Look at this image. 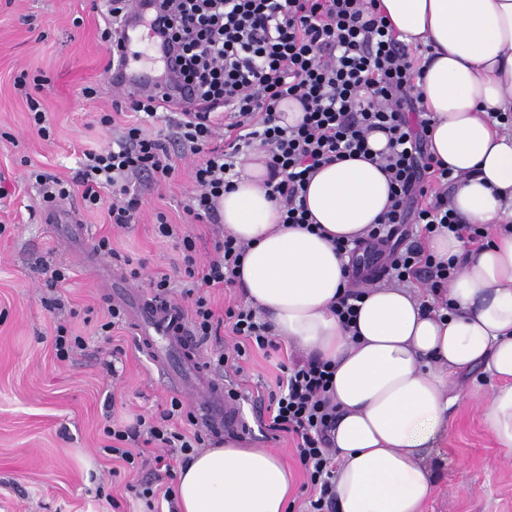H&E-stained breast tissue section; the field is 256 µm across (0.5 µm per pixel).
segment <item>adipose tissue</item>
Here are the masks:
<instances>
[{
    "label": "adipose tissue",
    "mask_w": 512,
    "mask_h": 512,
    "mask_svg": "<svg viewBox=\"0 0 512 512\" xmlns=\"http://www.w3.org/2000/svg\"><path fill=\"white\" fill-rule=\"evenodd\" d=\"M401 41L432 46L415 86L435 124L432 155L460 174L449 193L466 223L492 227L491 241L468 252L444 230L426 242L439 259L460 261L449 282L447 314L411 288L378 285L359 303L354 330L334 308L346 279L330 239H355L389 203L384 172L364 159L321 167L305 206L328 232L284 227L255 151L225 192L226 232L248 243L242 287L281 339L331 362L336 403V512H422L433 487L428 448L456 400L451 376L476 367L498 383L482 406L494 441L512 448V134L489 113H512V0H377ZM290 478L279 454L232 440L197 451L180 468L178 512H287Z\"/></svg>",
    "instance_id": "adipose-tissue-1"
}]
</instances>
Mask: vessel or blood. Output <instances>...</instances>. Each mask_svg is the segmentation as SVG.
I'll return each instance as SVG.
<instances>
[{
    "instance_id": "vessel-or-blood-1",
    "label": "vessel or blood",
    "mask_w": 512,
    "mask_h": 512,
    "mask_svg": "<svg viewBox=\"0 0 512 512\" xmlns=\"http://www.w3.org/2000/svg\"><path fill=\"white\" fill-rule=\"evenodd\" d=\"M132 23L121 27L112 42V53L118 58L111 73V82L130 95L150 94L155 97L190 98L189 88L174 82V56L162 42L152 44L162 63L161 71L144 68L141 64L142 29L160 23L155 0H135ZM43 223L56 227L65 238L88 242L89 232L73 210L59 205L43 209ZM91 267L107 270L110 296L121 307L153 366L176 392L186 395L197 420L208 431L224 433L241 430L245 417L236 401L228 398L222 382L217 381L203 363L200 348L193 338L188 320L172 303L131 288L123 272L108 268L96 252H89Z\"/></svg>"
}]
</instances>
